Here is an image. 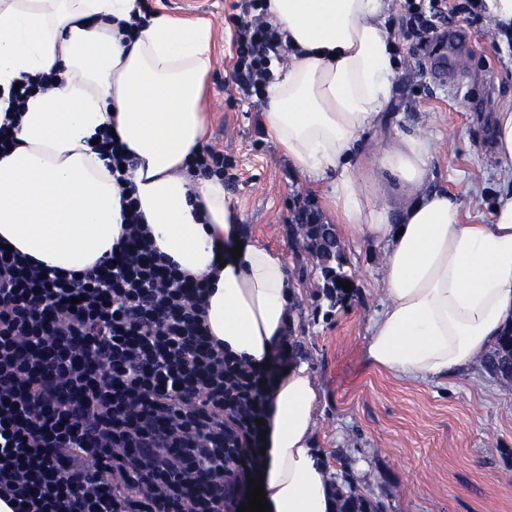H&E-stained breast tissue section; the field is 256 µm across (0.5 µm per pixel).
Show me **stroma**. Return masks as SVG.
<instances>
[{
  "label": "stroma",
  "instance_id": "1",
  "mask_svg": "<svg viewBox=\"0 0 512 512\" xmlns=\"http://www.w3.org/2000/svg\"><path fill=\"white\" fill-rule=\"evenodd\" d=\"M237 2L152 0V6L225 33L207 80V144L233 167L236 180L224 189L238 202L247 238L282 251L299 290L296 346L288 354L308 364L318 385L316 450L333 474L339 457L358 461L386 512H512V386L478 365L432 381L377 370L365 344L369 321L385 299L381 246L369 239L346 243L354 288L347 301L332 306L311 256L289 238L285 219L296 197L311 198L322 212L326 199L320 181L293 171L268 138L260 107L227 83ZM400 16L390 7L387 25L397 34L393 95L380 126L362 136L363 155L403 135L428 138L434 185L461 195L471 217H486L492 195L512 187V171L486 153L490 116L512 109V41L490 42L484 17L463 16L455 25L459 39L442 32L416 48L399 36ZM451 48L469 69L452 84L433 68ZM363 155L356 165H364Z\"/></svg>",
  "mask_w": 512,
  "mask_h": 512
}]
</instances>
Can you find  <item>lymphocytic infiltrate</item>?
<instances>
[{
	"mask_svg": "<svg viewBox=\"0 0 512 512\" xmlns=\"http://www.w3.org/2000/svg\"><path fill=\"white\" fill-rule=\"evenodd\" d=\"M460 8L403 0L405 39L427 43ZM265 11L241 0L233 18L232 81L260 101L278 48ZM122 204L128 231L81 277L0 247V500L12 512H237L288 353L259 367L226 355L205 322L206 283L155 248L134 198ZM202 469L219 491L185 503L182 482Z\"/></svg>",
	"mask_w": 512,
	"mask_h": 512,
	"instance_id": "f902f5d3",
	"label": "lymphocytic infiltrate"
}]
</instances>
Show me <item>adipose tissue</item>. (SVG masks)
<instances>
[{"label":"adipose tissue","mask_w":512,"mask_h":512,"mask_svg":"<svg viewBox=\"0 0 512 512\" xmlns=\"http://www.w3.org/2000/svg\"><path fill=\"white\" fill-rule=\"evenodd\" d=\"M266 2L285 61L266 90L265 130L299 173L327 179L340 238L385 246L370 363L420 381L468 368L512 327V190L500 189L487 222H471L456 195L432 187L431 143L412 135L356 171L360 136L382 123L393 95L390 0ZM139 15L136 0H0V120L15 84L60 79L15 113V144L0 153V245L79 276L111 255L127 224L122 188L92 143L113 132L136 162L129 179L156 247L210 281L212 336L264 365L295 322L292 278L279 251L243 240L223 182L186 167L207 134L212 30L164 13L131 28ZM377 170L403 184L400 213L372 201ZM218 242L242 245L241 256L217 259ZM317 399L304 361L277 373L261 470L271 512L336 508L313 448Z\"/></svg>","instance_id":"1"}]
</instances>
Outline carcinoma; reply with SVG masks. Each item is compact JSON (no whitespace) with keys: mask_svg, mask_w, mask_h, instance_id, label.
Segmentation results:
<instances>
[{"mask_svg":"<svg viewBox=\"0 0 512 512\" xmlns=\"http://www.w3.org/2000/svg\"><path fill=\"white\" fill-rule=\"evenodd\" d=\"M290 231L298 244L312 245L311 255L321 273L324 287L336 289V302L345 300L348 292L338 285L352 278L343 270L344 249L330 224H292ZM483 370L492 378L512 384V328L500 337L497 346L487 354ZM334 483L337 512H385L384 502L370 492L368 485L355 478L352 461L343 462Z\"/></svg>","mask_w":512,"mask_h":512,"instance_id":"1","label":"carcinoma"}]
</instances>
